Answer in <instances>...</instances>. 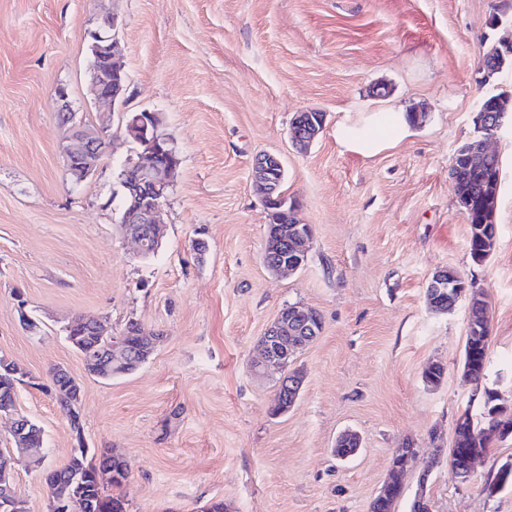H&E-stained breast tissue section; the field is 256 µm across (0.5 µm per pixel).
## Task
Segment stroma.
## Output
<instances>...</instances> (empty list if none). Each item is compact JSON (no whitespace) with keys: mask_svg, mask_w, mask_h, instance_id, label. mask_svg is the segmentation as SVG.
Listing matches in <instances>:
<instances>
[{"mask_svg":"<svg viewBox=\"0 0 512 512\" xmlns=\"http://www.w3.org/2000/svg\"><path fill=\"white\" fill-rule=\"evenodd\" d=\"M504 0H0V355L30 373L18 405L42 428L41 468L17 466L27 512H48L47 471L73 447L67 418L44 391L65 367L81 385L92 452L129 464L127 512H369L391 456L412 441L409 512L424 463L432 512H512V487L489 476L512 464V438L492 439L469 481L445 458L462 412L481 395L463 376L466 301L429 309L426 286L450 268L480 289L490 320L484 386L512 397V131L490 147L502 162L497 243L481 264L456 199L455 151L476 138V102L512 93V68L485 79V53L512 38ZM116 14L126 102L89 92V34ZM86 121H108L110 147L93 176L72 183L61 152L55 90ZM385 96H378V89ZM160 113L181 159L163 206L166 234L152 257L119 231L118 174L134 145L125 116ZM325 126L305 152L295 115ZM420 113L400 138L365 152L381 118ZM262 153L285 169L283 192L312 225L307 261L283 277L263 262L267 210L251 169ZM204 251H197V243ZM26 299L19 308L18 299ZM291 304L315 310L317 339L293 359L305 382L295 406L272 415L280 370L251 368L257 345ZM28 314L35 328L20 319ZM106 320L159 334L135 372L87 373L62 328ZM441 363L437 385L423 379ZM347 430L357 455L332 454Z\"/></svg>","mask_w":512,"mask_h":512,"instance_id":"stroma-1","label":"stroma"}]
</instances>
